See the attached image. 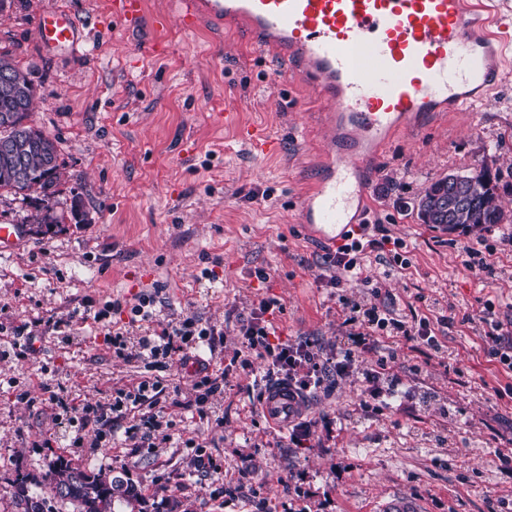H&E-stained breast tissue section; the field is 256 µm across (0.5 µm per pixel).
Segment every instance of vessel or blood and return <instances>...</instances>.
Listing matches in <instances>:
<instances>
[{
  "label": "vessel or blood",
  "instance_id": "1",
  "mask_svg": "<svg viewBox=\"0 0 512 512\" xmlns=\"http://www.w3.org/2000/svg\"><path fill=\"white\" fill-rule=\"evenodd\" d=\"M483 0H183L181 25L204 17L237 25L252 46L301 72L327 105V150L337 161L303 200L298 221L333 251L354 223L367 187L363 154L397 130L472 109L491 90L505 60ZM42 42L76 48L64 9L44 12ZM268 420L287 426L303 409L280 386L267 392Z\"/></svg>",
  "mask_w": 512,
  "mask_h": 512
}]
</instances>
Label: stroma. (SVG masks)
Segmentation results:
<instances>
[{
	"label": "stroma",
	"mask_w": 512,
	"mask_h": 512,
	"mask_svg": "<svg viewBox=\"0 0 512 512\" xmlns=\"http://www.w3.org/2000/svg\"><path fill=\"white\" fill-rule=\"evenodd\" d=\"M111 0H12L0 11V49L28 73L36 98L29 125L58 148L63 223L26 224L28 203L0 195V222L22 225L0 250V512H14L12 481L48 485L62 456L109 471L141 492L146 512H379L393 496L422 512H512V372L487 356L488 324L512 323V66L476 108L396 131L366 164L362 215L407 246L409 268L390 249L369 253L380 286L319 281L325 249L297 222L323 164L324 109L301 74L257 56L237 28L205 21L183 29L178 0H144L130 26ZM63 8L77 22V51L45 49L37 19ZM165 27H158V20ZM258 126L279 143L262 156L239 135ZM485 170L498 175L505 219L469 232L421 223L413 204L432 180ZM491 272L469 267L467 248ZM267 281H259L257 271ZM161 322L195 317L221 332L215 349L158 370L117 356L86 305L121 300L129 321L138 297ZM283 306V338L353 349L359 374L308 397L307 447L272 426L231 363L238 326L261 298ZM377 304L417 326L428 319L437 348L411 349L385 330L353 347L352 303ZM31 344L25 356L14 344ZM227 369L224 394L206 415L187 402L201 365ZM378 372L368 387L363 371ZM161 376L157 407L169 436L124 439V423L86 421L83 406ZM95 449H68L75 432ZM211 467H200L198 451ZM252 466L244 482L234 474Z\"/></svg>",
	"instance_id": "35a3bbf8"
}]
</instances>
